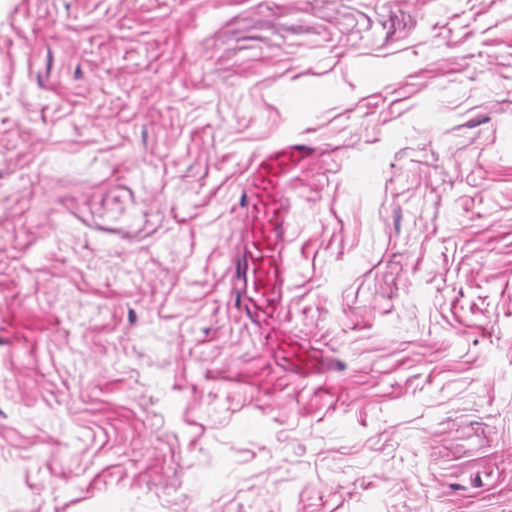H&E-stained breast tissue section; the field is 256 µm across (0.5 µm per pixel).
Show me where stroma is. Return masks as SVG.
I'll list each match as a JSON object with an SVG mask.
<instances>
[{"mask_svg":"<svg viewBox=\"0 0 512 512\" xmlns=\"http://www.w3.org/2000/svg\"><path fill=\"white\" fill-rule=\"evenodd\" d=\"M0 512H512V0H0ZM314 147L306 139L282 137L250 162L241 207V249L235 260V303L241 317L259 327L274 365L296 379L336 372L330 356L288 328L290 224L288 188L308 165Z\"/></svg>","mask_w":512,"mask_h":512,"instance_id":"35a3bbf8","label":"stroma"}]
</instances>
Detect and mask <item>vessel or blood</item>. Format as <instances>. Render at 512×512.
Returning a JSON list of instances; mask_svg holds the SVG:
<instances>
[{"instance_id":"vessel-or-blood-1","label":"vessel or blood","mask_w":512,"mask_h":512,"mask_svg":"<svg viewBox=\"0 0 512 512\" xmlns=\"http://www.w3.org/2000/svg\"><path fill=\"white\" fill-rule=\"evenodd\" d=\"M314 147L308 140L284 137L250 162L241 207V249L235 260V303L242 318L259 327L274 365L297 379L325 377L336 366L322 349L289 328L288 267L290 222L288 188L308 165Z\"/></svg>"}]
</instances>
